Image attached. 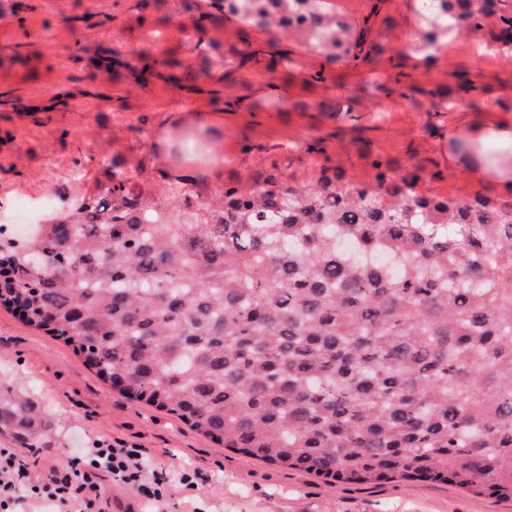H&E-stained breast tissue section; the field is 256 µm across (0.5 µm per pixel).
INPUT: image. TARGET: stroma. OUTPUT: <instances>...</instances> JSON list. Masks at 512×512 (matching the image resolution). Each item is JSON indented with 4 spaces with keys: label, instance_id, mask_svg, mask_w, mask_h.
Listing matches in <instances>:
<instances>
[{
    "label": "stroma",
    "instance_id": "stroma-1",
    "mask_svg": "<svg viewBox=\"0 0 512 512\" xmlns=\"http://www.w3.org/2000/svg\"><path fill=\"white\" fill-rule=\"evenodd\" d=\"M324 2L355 24L370 60H330L277 29L267 49L264 29L225 15L224 0H0V205L50 188L68 166L84 173L73 193L94 195L107 180L104 154L159 181L176 165L162 137L193 110L219 111L210 133L224 143L228 180L251 183L274 164L292 183L322 166L364 179L379 159L397 161L402 175L420 168L423 193L504 198L448 143L512 123V56L470 37L420 55L418 0ZM171 55L183 69L141 76L146 58ZM103 56L111 68L99 66ZM187 68L206 74L192 83ZM437 90L452 92L456 109L431 111ZM349 94L352 112L320 110ZM317 142L323 152H309ZM0 386L43 403L57 435L56 447L25 449L5 429L0 448H22L43 475L103 440L144 448L168 480L165 512H512V500L452 484L330 483L226 448L167 409L124 397L63 339L1 302ZM186 468L200 473L199 490H182Z\"/></svg>",
    "mask_w": 512,
    "mask_h": 512
}]
</instances>
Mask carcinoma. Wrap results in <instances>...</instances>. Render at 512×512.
Segmentation results:
<instances>
[{"label": "carcinoma", "mask_w": 512, "mask_h": 512, "mask_svg": "<svg viewBox=\"0 0 512 512\" xmlns=\"http://www.w3.org/2000/svg\"><path fill=\"white\" fill-rule=\"evenodd\" d=\"M308 11L316 34L292 38L369 59L322 0ZM490 19L512 48L509 0H423L419 46L478 38ZM397 167L373 162L361 186L331 167L286 184L274 165L190 200L184 179L141 187L114 160L111 201L75 197L22 239L0 228L15 273L0 299L52 314L50 332L126 398L226 448L332 482L512 499V201L421 194ZM2 428L51 446L32 400L0 395Z\"/></svg>", "instance_id": "1"}]
</instances>
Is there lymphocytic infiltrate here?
<instances>
[{"mask_svg": "<svg viewBox=\"0 0 512 512\" xmlns=\"http://www.w3.org/2000/svg\"><path fill=\"white\" fill-rule=\"evenodd\" d=\"M131 486L156 512L165 505V479L148 469L145 449L112 447L100 442L88 449L80 465L42 477L15 448H0V512L27 504L28 512H105V478Z\"/></svg>", "mask_w": 512, "mask_h": 512, "instance_id": "lymphocytic-infiltrate-1", "label": "lymphocytic infiltrate"}]
</instances>
